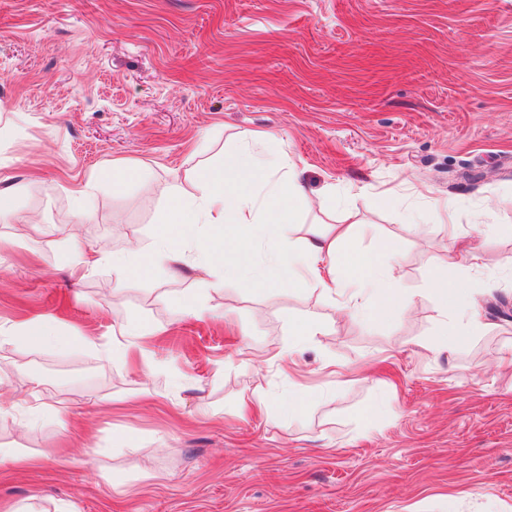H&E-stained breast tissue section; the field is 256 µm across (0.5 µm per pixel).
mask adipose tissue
I'll use <instances>...</instances> for the list:
<instances>
[{"label":"adipose tissue","mask_w":512,"mask_h":512,"mask_svg":"<svg viewBox=\"0 0 512 512\" xmlns=\"http://www.w3.org/2000/svg\"><path fill=\"white\" fill-rule=\"evenodd\" d=\"M193 183L190 193L178 183L170 188L164 228L150 247L153 265L210 275L214 262L224 260L229 272L248 278L254 289L312 286L339 296L338 310L367 323L402 317L411 308V298L389 285L400 256L397 240L381 238L372 247H361L373 227L354 223L329 224L322 231L297 236V217L311 199L287 154L271 152L263 135L244 137L222 166L199 167ZM67 240L78 256L72 267L76 276L108 264L123 286L142 257L137 251L94 252L74 233ZM260 244L266 247L267 261L258 266L252 250ZM447 284V270L440 271L435 292L441 306L451 309L461 328H482L477 299L449 293ZM61 340L57 326L44 320L0 332V345H13L22 353Z\"/></svg>","instance_id":"1"}]
</instances>
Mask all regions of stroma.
<instances>
[{
	"label": "stroma",
	"mask_w": 512,
	"mask_h": 512,
	"mask_svg": "<svg viewBox=\"0 0 512 512\" xmlns=\"http://www.w3.org/2000/svg\"><path fill=\"white\" fill-rule=\"evenodd\" d=\"M252 132L331 194L300 234L352 210L399 238L409 323L233 275L71 277L72 227L106 253L148 248L171 184ZM0 183V327L66 337L0 346L15 407L0 444L34 458L0 464V512H512V369L497 365L512 353V0H0ZM89 183L85 217L72 191ZM432 197L475 233L456 283L488 330L459 331L433 296ZM311 314L322 332L298 347L296 382L278 355ZM125 323L145 332L149 373L107 354ZM294 391L298 414L280 405ZM38 401L66 420L31 423ZM0 335V345L11 344L21 353L53 346L63 340L57 326L44 320L14 324L5 331L1 329Z\"/></svg>",
	"instance_id": "35a3bbf8"
}]
</instances>
